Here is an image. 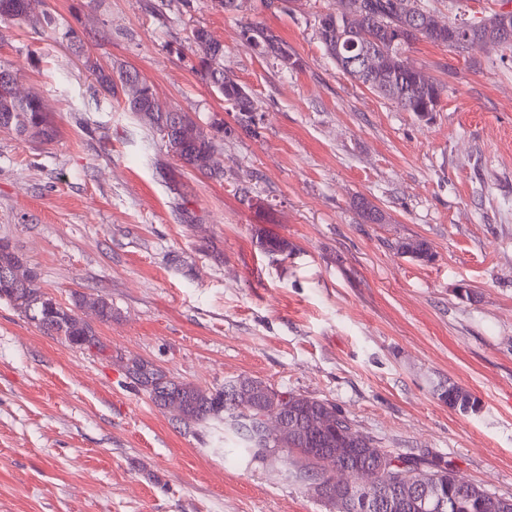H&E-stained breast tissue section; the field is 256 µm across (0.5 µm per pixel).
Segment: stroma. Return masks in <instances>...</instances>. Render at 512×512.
Instances as JSON below:
<instances>
[{
    "label": "stroma",
    "mask_w": 512,
    "mask_h": 512,
    "mask_svg": "<svg viewBox=\"0 0 512 512\" xmlns=\"http://www.w3.org/2000/svg\"><path fill=\"white\" fill-rule=\"evenodd\" d=\"M439 22L507 0H425ZM339 0H31L0 20V62L58 133L0 131V239L61 302L92 310L105 354L43 334L0 303V512H331L315 492L185 429L138 389L147 360L202 388L255 378L336 406L380 446L512 496V49L421 41L409 59L444 87L406 112L340 72L317 34ZM54 25L40 24L43 15ZM259 23L285 67L246 40ZM73 27L75 53L59 27ZM207 29L257 110L243 126L195 65ZM131 68L213 137L212 179L97 84ZM383 219L364 223L359 198ZM263 236L289 254L263 251ZM427 241L431 261L399 252ZM476 414L440 400L449 385ZM247 40L257 49L265 54H270L285 65L290 64L292 56L288 46L271 31L257 23H251L245 27ZM447 392L448 396L453 395V400L450 407L458 409L462 412H474L477 410V399L466 388L454 384L450 385L448 388H445L443 391H441L439 394L440 399L443 394Z\"/></svg>",
    "instance_id": "35a3bbf8"
}]
</instances>
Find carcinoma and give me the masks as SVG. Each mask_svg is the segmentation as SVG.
<instances>
[{"mask_svg":"<svg viewBox=\"0 0 512 512\" xmlns=\"http://www.w3.org/2000/svg\"><path fill=\"white\" fill-rule=\"evenodd\" d=\"M27 4L28 0H0V19H29ZM458 25L456 18L436 25L421 0H343L341 11L318 17V37L340 70L342 63L361 56L363 44H354V31L364 29L377 37L379 45L374 49L376 55L371 64L366 68L358 61L353 64V79L400 109L425 116L436 111L442 88L409 60L407 51L419 41L457 48L452 33ZM508 27L512 29V17L500 18L494 11L471 23L468 43L512 47V40L503 38V31ZM245 35L261 52L284 64L292 60L288 46L270 29L252 23L245 27ZM192 37L196 43L205 40L215 43V51L199 57L198 71L237 112L240 121L252 122L255 104L250 92L224 74V44L205 28L193 30ZM3 72L9 78L0 79V131H11L44 143L53 141L57 130L44 112L40 98L18 97L16 73L1 63L0 74ZM127 74L134 75L136 71L94 69L97 84L114 95L126 87ZM125 106L158 131L168 124L174 128V140L179 144L175 155L184 166L211 178L223 176L220 169L210 164L215 152L213 138L205 135L189 115L161 103L150 86L142 85L138 92L126 98ZM357 208L369 224L382 220L377 207L364 198L357 201ZM258 244L273 254H285L290 249L288 240L280 237H262ZM23 260V255L9 243L0 242V302L9 304L41 332L59 338L70 347L83 344L87 350L103 351L93 326L78 314L88 303V296L75 291L68 311L53 310L44 293L23 283L26 277H38L34 268L21 267ZM128 373L159 408L171 412L173 419L184 426L221 423L224 432L239 436L242 450L251 459L279 458L288 465V477L294 481L325 484L322 498L332 506L333 512H370L372 499L344 498L342 483L334 480L332 470L346 474L356 486L368 487L373 495L390 500L393 507L388 512H512V497L496 496L478 484L464 481L446 463L425 464L380 447L353 428L327 401L288 391L287 423L282 428L269 429L260 421L269 407L264 393L267 384L261 380H251L253 387L246 401L248 411L244 412L229 398L233 391L229 380L216 389L176 381L168 394L158 395L154 383L161 377L159 367L145 361ZM444 392L453 396L451 407L462 412L477 410V399L466 388L453 384Z\"/></svg>","mask_w":512,"mask_h":512,"instance_id":"cac0c4a2","label":"carcinoma"}]
</instances>
